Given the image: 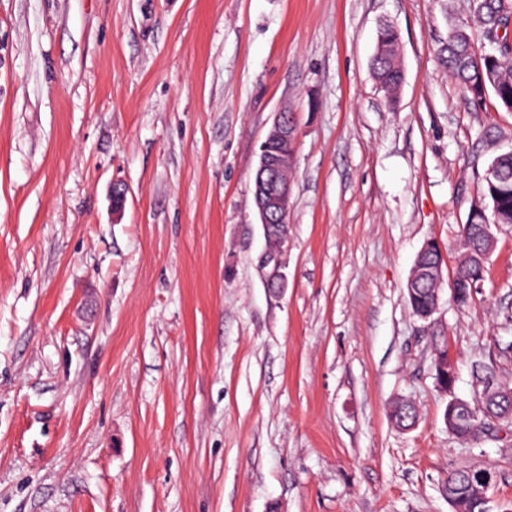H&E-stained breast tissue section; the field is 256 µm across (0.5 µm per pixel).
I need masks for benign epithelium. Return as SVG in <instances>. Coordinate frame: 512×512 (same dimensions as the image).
Listing matches in <instances>:
<instances>
[{
	"mask_svg": "<svg viewBox=\"0 0 512 512\" xmlns=\"http://www.w3.org/2000/svg\"><path fill=\"white\" fill-rule=\"evenodd\" d=\"M512 37V11L502 12L497 26L490 34V41L498 42L503 35ZM273 144H286L290 149L274 151ZM296 129L291 116L286 112L276 114L271 129L261 145L256 168L254 189V202L257 211L258 224L264 238L268 239L277 234L281 238V245L277 248H265L256 259V267L262 276L264 285L275 294H282L288 288L286 268V247L284 242L288 236L282 229L290 208L292 193L291 182L281 178L284 172L293 169L295 161ZM486 249L474 257L480 267H485L490 255L496 247V236L492 225H485ZM481 286L477 280H463L458 275H452L449 282L451 299L459 304L463 302L468 293L474 292Z\"/></svg>",
	"mask_w": 512,
	"mask_h": 512,
	"instance_id": "obj_1",
	"label": "benign epithelium"
}]
</instances>
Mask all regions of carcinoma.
Listing matches in <instances>:
<instances>
[{"label": "carcinoma", "instance_id": "cac0c4a2", "mask_svg": "<svg viewBox=\"0 0 512 512\" xmlns=\"http://www.w3.org/2000/svg\"><path fill=\"white\" fill-rule=\"evenodd\" d=\"M469 11L479 22L482 32L488 33L494 25L502 5L512 7V0H468ZM442 62L460 86L465 97L473 104L483 102L493 95L507 111H512V43L504 41L491 52H479L468 27L462 23L448 22V35L440 46ZM374 77L395 89L403 79L401 68L391 59L375 55L371 61ZM500 165L507 173L504 181L485 183L484 195L496 200L500 224H512V156L500 154ZM412 313H420L433 305L432 285L424 282L414 297H408ZM472 377L478 387L477 397L481 410L471 407V412L457 417V426L452 434L463 440H474L481 434L501 429H512V388L496 379L493 359L479 360L473 364ZM413 405L405 401L396 402L390 418L407 424L416 420ZM495 467L482 465L471 469L468 479L461 472L448 474L447 490L456 492V512H489L487 496L474 498L467 491V484L489 488L487 481L494 478Z\"/></svg>", "mask_w": 512, "mask_h": 512}]
</instances>
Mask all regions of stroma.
I'll use <instances>...</instances> for the list:
<instances>
[{"label": "stroma", "mask_w": 512, "mask_h": 512, "mask_svg": "<svg viewBox=\"0 0 512 512\" xmlns=\"http://www.w3.org/2000/svg\"><path fill=\"white\" fill-rule=\"evenodd\" d=\"M452 15L464 0H0V512H452L449 473L478 464L512 512V433L444 420L480 357L512 384V224L468 307L441 293L452 395L407 300L428 239L455 267L512 149V112L441 64ZM384 21L393 107L370 72ZM279 112L276 295L253 175ZM273 144H288L290 149L273 151ZM296 129L287 112L276 114L271 129L261 145L256 168L254 202L258 224L266 241L265 249L256 259V267L264 285L274 294H282L288 287L286 246L288 236L282 229L290 208L292 193L289 179H281L283 172H291L295 161ZM288 230V224L283 225ZM277 234L281 243L276 249L269 248L268 239ZM477 218H481L485 223H488L486 207L481 204H477L471 209L469 214L470 223L463 224L460 233V238L466 237L476 245L480 242L482 237L481 222L477 221V224H473Z\"/></svg>", "instance_id": "obj_1"}]
</instances>
